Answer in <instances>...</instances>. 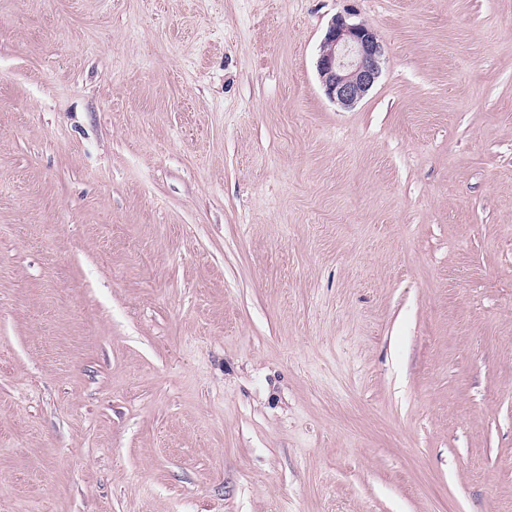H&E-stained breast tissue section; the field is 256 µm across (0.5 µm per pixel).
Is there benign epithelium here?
Returning <instances> with one entry per match:
<instances>
[{
  "label": "benign epithelium",
  "instance_id": "1",
  "mask_svg": "<svg viewBox=\"0 0 512 512\" xmlns=\"http://www.w3.org/2000/svg\"><path fill=\"white\" fill-rule=\"evenodd\" d=\"M384 48L375 31L344 14L335 15L319 48L317 71L326 95L345 108L354 106L381 74Z\"/></svg>",
  "mask_w": 512,
  "mask_h": 512
}]
</instances>
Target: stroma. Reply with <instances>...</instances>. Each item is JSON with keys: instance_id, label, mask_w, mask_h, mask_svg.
<instances>
[{"instance_id": "stroma-1", "label": "stroma", "mask_w": 512, "mask_h": 512, "mask_svg": "<svg viewBox=\"0 0 512 512\" xmlns=\"http://www.w3.org/2000/svg\"><path fill=\"white\" fill-rule=\"evenodd\" d=\"M0 512H512V0H0ZM346 14L332 18L320 44L317 71L329 99L350 108L379 78L384 48L371 27L351 22V13Z\"/></svg>"}]
</instances>
